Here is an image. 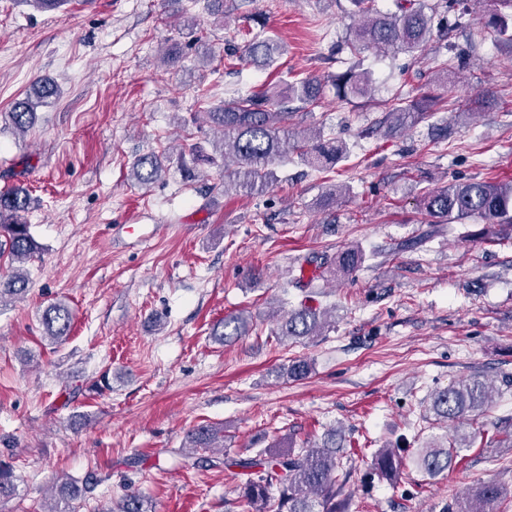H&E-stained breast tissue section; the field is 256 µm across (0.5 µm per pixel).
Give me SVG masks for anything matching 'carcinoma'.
Returning <instances> with one entry per match:
<instances>
[{
    "mask_svg": "<svg viewBox=\"0 0 512 512\" xmlns=\"http://www.w3.org/2000/svg\"><path fill=\"white\" fill-rule=\"evenodd\" d=\"M354 12L361 15L360 23L352 31L351 45L355 52L373 48L387 53L401 50L421 53L434 35V19L438 10L429 0H394L395 10L381 11L374 8V0H350ZM498 8L488 16L485 28L498 34L501 42L512 47V25L503 10L512 11V0H496ZM284 52L283 45L271 37L253 38L236 57L239 62H256L270 66L275 56ZM341 100L363 97L371 85L370 72L350 66L340 74L330 76ZM323 83L315 77L295 79L282 88H269L261 93L225 100L200 113V121L220 135V141L211 142L212 152L194 146L188 156L181 157L185 177L195 176L199 164L215 167L225 174L224 185L239 184L251 189H264L273 184L274 174L270 164L296 152L311 166L329 169L346 157L347 143L334 138L322 139L321 132L311 134L305 130L290 132V121L295 109L290 104H309L322 95ZM58 96V87L50 82L38 81L33 91L17 101L8 112L13 129L23 132L34 124L36 110L50 104ZM433 106L427 96L419 100L396 98L388 103V120L397 129L415 123ZM293 142H288V137ZM136 181L147 186L157 181L162 167L159 156L150 153L138 158L132 166ZM31 199L23 187H14L0 193V257L24 263L39 252L25 214ZM422 208L436 224H451L463 220H482L487 231L497 238L512 242V181L491 182L469 180L452 183L422 197ZM365 260L359 245L351 246L334 257L324 256L310 276L299 273L293 282L296 288L311 287L321 277L323 270L336 266L343 272L358 270ZM28 287L27 274L15 269L0 277V307L8 301L20 299ZM40 323L48 337L56 342L65 339L72 323L68 306L56 302L40 314ZM326 312L302 302L276 319V329L271 331L275 340L310 338L322 335ZM250 326L244 313L232 314L214 325L212 335L223 342H230L248 334ZM491 406L487 384L478 376L449 384L428 395V410L443 427L453 426L473 413L479 415ZM495 432L487 437L481 432L432 436L415 449L412 464L431 479H435L458 464L461 451L479 443L485 447L512 450V431L494 425ZM218 430L207 425L197 427L191 438V447L210 449ZM345 457L344 439L337 438L336 429L328 430L318 445L305 441L298 449L281 450L271 446L248 457L224 455V467L238 469L246 477L243 499L245 512H336L346 497L345 488L349 472L342 470ZM371 466L389 480L395 479L403 466V459L394 448H382L371 456ZM278 496L270 495L271 489ZM17 485L13 470L0 464V499L15 495ZM80 490L72 485L59 489L63 504L48 512H69L71 501ZM512 498V488L487 481L475 486L471 492L448 504L444 512H496L505 498ZM98 512H147L144 499L136 494H126L119 502Z\"/></svg>",
    "mask_w": 512,
    "mask_h": 512,
    "instance_id": "carcinoma-1",
    "label": "carcinoma"
}]
</instances>
